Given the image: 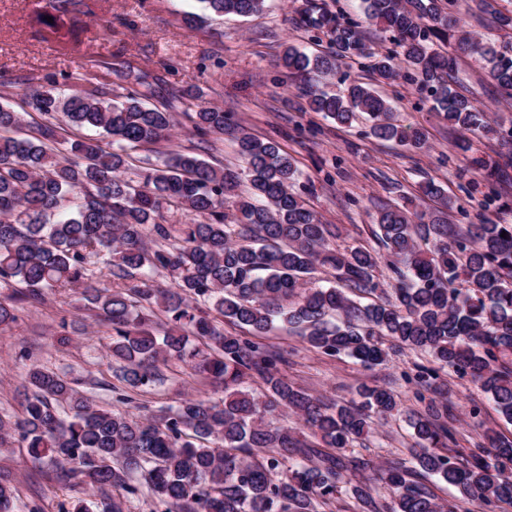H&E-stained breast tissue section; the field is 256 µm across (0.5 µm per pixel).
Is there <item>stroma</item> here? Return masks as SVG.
I'll use <instances>...</instances> for the list:
<instances>
[{"label": "stroma", "instance_id": "35a3bbf8", "mask_svg": "<svg viewBox=\"0 0 512 512\" xmlns=\"http://www.w3.org/2000/svg\"><path fill=\"white\" fill-rule=\"evenodd\" d=\"M87 12L79 18L82 33L70 42L69 18L57 28L39 25L38 15L50 12L49 0H0V103L25 113L24 133H32L38 114H27L24 95L40 87L45 77L64 81L72 92L99 79L102 64L129 63L147 81L163 79L167 88L187 91L173 102L175 126L168 139L138 150L141 158L170 152H190L213 164H237L230 136H210L200 141L184 117L193 102L229 113L240 130L277 142L295 161L307 204L320 220L338 225L339 247L361 245L374 252L383 247L374 235L380 208L404 206L432 212L436 199L425 196L427 181L442 185L454 206L452 224L491 221L512 224V143L475 133L449 130L413 85L403 80L409 67L396 59L400 80L379 81L368 60L344 58L335 74L320 78L319 86L339 91L357 81L368 84L390 101L397 123L421 130L423 148L385 142L370 133L366 114H357L342 126L310 111L300 84L286 80L278 59L287 45L308 53L327 52L329 36L308 31L300 19L303 0H265L261 14L202 17L187 26L188 14H200L198 0H86ZM461 33L488 40H505L484 7L476 0H460L457 15ZM449 83L459 93L496 113L503 127L512 126V95L485 75L472 57L461 58ZM499 167V179L489 172ZM109 336L94 310L85 306L79 290L46 291L41 304L21 305L13 323L0 326V414L19 412L24 384L31 365L40 364L79 380L82 394L99 403L110 400L109 391L95 387V379L108 376L104 358ZM280 348L291 381L316 395L343 404L357 397L367 383L392 389L400 398L398 412L376 425L371 436L355 444L350 453L373 465L411 462V414L424 410L409 383L417 366L430 363L428 354L402 349L386 365L372 370L357 361L329 359L311 349L295 332L281 329L269 336ZM166 380L141 393L157 409L189 395L220 400L222 387L190 366L170 360ZM457 416V448L468 451L478 433L492 429L512 439V423L496 410L492 400L468 380L441 373ZM479 415H471L472 405ZM0 470L9 472L21 502L36 501L43 512H59L85 499V492L61 481L54 467L32 460L26 449L12 443L0 447Z\"/></svg>", "mask_w": 512, "mask_h": 512}]
</instances>
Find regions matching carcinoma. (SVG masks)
<instances>
[{"instance_id": "1", "label": "carcinoma", "mask_w": 512, "mask_h": 512, "mask_svg": "<svg viewBox=\"0 0 512 512\" xmlns=\"http://www.w3.org/2000/svg\"><path fill=\"white\" fill-rule=\"evenodd\" d=\"M215 16H251L265 0H199ZM365 19L392 45L377 55L359 23L306 0L302 22L330 36L335 50L310 56L290 45L280 58L284 75L303 81L309 110L347 124L365 113L370 134L421 148L425 136L390 119L389 102L360 84L330 95L307 81L332 74L348 55L373 60L384 80L398 77L397 57L412 69L409 81L433 102L448 126L504 137V129L478 103L448 85L461 56L476 58L502 89L512 92V41H479L456 30L459 0H361ZM453 43L442 54L433 40ZM108 75L134 88L112 93V82L65 94L53 77L26 94V104L50 124L26 138L14 136L23 115L0 105V287L16 289L0 300V325L15 320L16 306L42 300L44 290L81 288L112 331L107 356L117 365L108 385L112 403L83 396L74 381L33 365L22 413L0 417V446L13 437L35 461L59 467L83 487L90 503L73 512H124L127 498L147 487L164 512H326L341 485H350L345 512H458L419 481L416 471L391 463L370 468L346 455L369 436L374 420L398 406L391 390L362 384L358 400L328 405L288 381L283 352L264 339L283 322L300 329L310 348L356 359L367 369L387 363L392 345L427 353L417 386L436 391L439 371L466 378L491 396L512 422V224L448 223V196L428 181L425 195L442 210L379 211V239L393 273L382 302L362 305L345 289L374 294L379 257L363 246L329 243L333 231L307 206L295 186L300 173L271 140L231 127L224 111L205 105L185 113L205 139L228 133L243 168L216 167L191 153L171 152L137 166L130 150L162 139L172 127L168 108L145 100L160 93L128 68ZM91 126L106 138L64 132ZM134 171V177L124 173ZM250 193H237L242 178ZM206 218L169 224L165 208ZM506 237H501L502 232ZM103 259L111 286L92 280L90 259ZM319 268L336 271L343 287L309 288ZM167 272L174 287H154ZM169 327L157 335L155 310ZM248 335L226 333L217 318ZM186 362L224 384V399L186 397L153 411L139 402L145 388L163 381L159 363ZM257 383L261 393L246 386ZM450 401L430 400L411 422L419 468L480 500L487 512L512 502V440L493 432L468 454H442L456 444ZM297 414L310 431L302 439L276 423ZM0 512H18L16 489L0 479Z\"/></svg>"}]
</instances>
